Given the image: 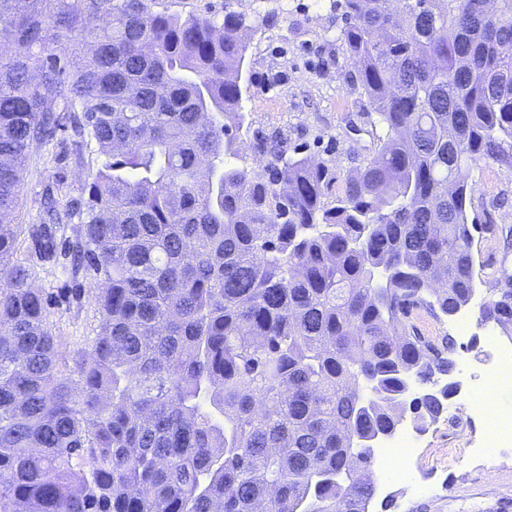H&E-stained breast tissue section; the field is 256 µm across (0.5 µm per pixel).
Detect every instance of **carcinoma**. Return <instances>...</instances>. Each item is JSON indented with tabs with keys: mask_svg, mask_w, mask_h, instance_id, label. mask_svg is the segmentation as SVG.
<instances>
[{
	"mask_svg": "<svg viewBox=\"0 0 512 512\" xmlns=\"http://www.w3.org/2000/svg\"><path fill=\"white\" fill-rule=\"evenodd\" d=\"M156 0H0V512H368L369 440L447 409L456 341L412 318L475 296L468 171L512 167V0H344L382 130L346 172L253 134L259 22ZM93 142L29 229L101 323L73 367L10 215L33 145ZM259 158L247 163V156ZM512 238L480 321L512 326Z\"/></svg>",
	"mask_w": 512,
	"mask_h": 512,
	"instance_id": "obj_1",
	"label": "carcinoma"
}]
</instances>
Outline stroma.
Returning <instances> with one entry per match:
<instances>
[{
  "mask_svg": "<svg viewBox=\"0 0 512 512\" xmlns=\"http://www.w3.org/2000/svg\"><path fill=\"white\" fill-rule=\"evenodd\" d=\"M242 8L259 22L247 41L252 81L243 101L253 130L283 131L290 145L312 160L331 161L337 174H345L357 158L371 152L376 116L366 111L364 98L350 84L354 66L338 38L342 20L333 0H243ZM96 163L95 149L76 154L70 134L61 130L34 145L23 174L22 206L14 218L32 282L49 299V325L66 354L87 347L99 331L97 287L72 275L64 254L65 232L56 235L54 260L43 262L32 254L28 230L38 221L46 185L60 182L76 194ZM468 180L474 191L467 214L479 225L476 259L483 283L476 290L477 301L467 307L470 330L456 340L455 357L467 360L468 367L455 369L452 379L464 393L481 383L487 335L507 339L499 325L479 323L478 300L487 294L485 281L498 275L502 231L512 225V168L484 163L470 171ZM467 445L445 421L429 426L419 455L407 466L430 485V493L412 496L405 478L379 474L371 512H380V502L387 498L394 501L390 512H512V444L488 459L464 456Z\"/></svg>",
  "mask_w": 512,
  "mask_h": 512,
  "instance_id": "stroma-1",
  "label": "stroma"
}]
</instances>
